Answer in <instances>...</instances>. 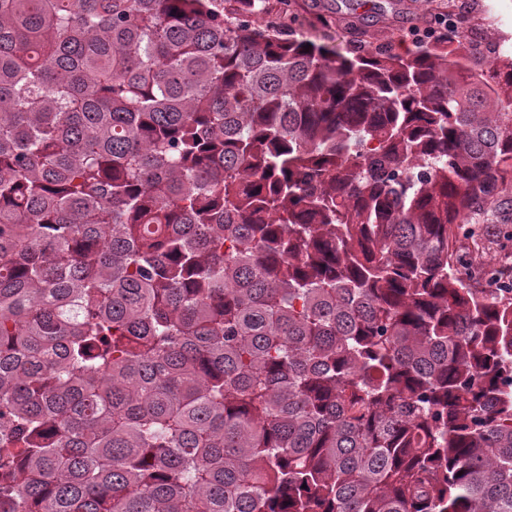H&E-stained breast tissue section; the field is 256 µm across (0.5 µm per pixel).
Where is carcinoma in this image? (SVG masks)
<instances>
[{
    "label": "carcinoma",
    "mask_w": 512,
    "mask_h": 512,
    "mask_svg": "<svg viewBox=\"0 0 512 512\" xmlns=\"http://www.w3.org/2000/svg\"><path fill=\"white\" fill-rule=\"evenodd\" d=\"M294 0H0V512H512V58ZM332 1L333 0H296L294 13L297 18L295 22L290 23V35L292 37H303L304 39L317 42L349 44V35L346 26L347 22L354 16V13L384 12L386 23L392 24V27L384 34H378L376 38L369 39L370 46L375 47L381 44H390L397 47L400 51L413 50L416 46L431 42L435 38L426 39L423 31L429 28H435L439 31L442 25L439 24L438 17L443 16L447 18L445 15H447L448 10H451V8H448V0H434L430 5H426V3L422 2L424 0H419L420 2L418 3H411L410 0H364L363 3H365V5L357 6L356 3L361 2H351L354 3L356 7L355 11L349 9V7H355L348 6V2H343L345 0H335L336 4L332 7L336 8V14L333 15V17L336 18V23L329 29H322L320 26H312L311 22L315 21L316 10L313 8L316 7V3L318 5L325 4V6L330 7ZM313 4L314 7L312 6ZM414 6H419L420 13L425 12L428 8L425 19L426 22L419 23V36L411 31L412 27L409 23H406L405 20L401 19L402 13H399L407 7L413 9Z\"/></svg>",
    "instance_id": "obj_1"
}]
</instances>
